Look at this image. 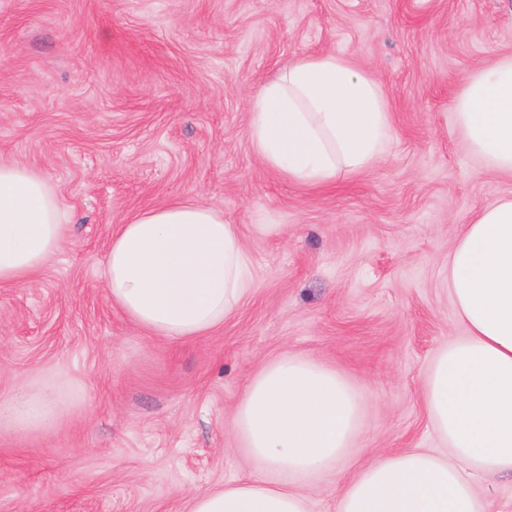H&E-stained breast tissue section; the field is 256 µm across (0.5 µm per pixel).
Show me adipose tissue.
I'll use <instances>...</instances> for the list:
<instances>
[{"label": "adipose tissue", "instance_id": "adipose-tissue-1", "mask_svg": "<svg viewBox=\"0 0 512 512\" xmlns=\"http://www.w3.org/2000/svg\"><path fill=\"white\" fill-rule=\"evenodd\" d=\"M471 154L512 173V55L474 73L454 103ZM251 141L264 163L311 187L364 172L385 155L392 115L379 83L346 59L304 56L255 96ZM70 213L47 180L0 162V285H20L57 254ZM113 309L179 341L223 326L250 291L235 225L194 200L145 209L119 225L102 270ZM448 288L466 328L435 354L421 397L451 454L413 448L360 467L335 512H486L480 482L512 476V198L463 228ZM362 403L335 370L300 356L266 363L231 419L254 478L192 496L187 512H311L304 485L357 460Z\"/></svg>", "mask_w": 512, "mask_h": 512}]
</instances>
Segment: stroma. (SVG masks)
<instances>
[{"label": "stroma", "instance_id": "obj_1", "mask_svg": "<svg viewBox=\"0 0 512 512\" xmlns=\"http://www.w3.org/2000/svg\"><path fill=\"white\" fill-rule=\"evenodd\" d=\"M382 85L387 155L328 188L267 167L259 89L302 55ZM512 54V0H0V161L34 167L73 215L30 283L0 285V512H186L247 474L228 422L268 361L300 355L355 387L367 455L445 451L421 401L465 333L448 290L464 224L512 197L468 150L455 98ZM193 199L236 225L251 294L207 336L169 341L114 311L119 224ZM53 411L14 419L21 384ZM356 471L308 491L333 512Z\"/></svg>", "mask_w": 512, "mask_h": 512}]
</instances>
